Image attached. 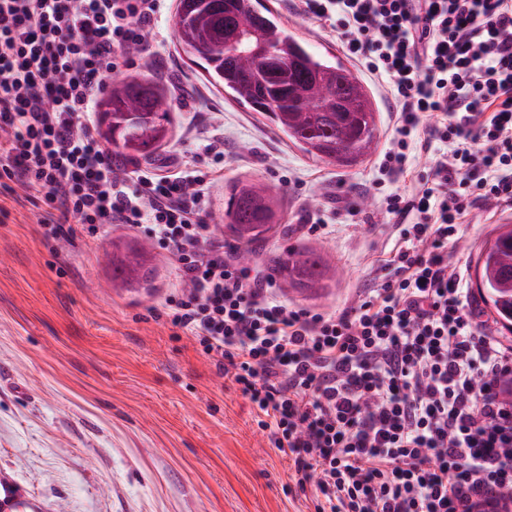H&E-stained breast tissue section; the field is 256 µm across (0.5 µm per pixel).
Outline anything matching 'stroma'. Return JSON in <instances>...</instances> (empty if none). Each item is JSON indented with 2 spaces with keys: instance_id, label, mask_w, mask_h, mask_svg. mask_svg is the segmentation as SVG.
I'll return each mask as SVG.
<instances>
[{
  "instance_id": "stroma-1",
  "label": "stroma",
  "mask_w": 512,
  "mask_h": 512,
  "mask_svg": "<svg viewBox=\"0 0 512 512\" xmlns=\"http://www.w3.org/2000/svg\"><path fill=\"white\" fill-rule=\"evenodd\" d=\"M261 2L311 51L355 68L335 32L291 0ZM176 5L165 0L153 28L155 60L133 57L120 71L153 78L173 103L167 142L124 162V172L211 165L223 149L209 222L225 245L234 240L220 218L236 183L283 192V219L252 245V266L270 267L291 248L320 252L336 280L319 297L288 289L282 298L315 312L352 304L398 242L377 207L397 187L379 171L392 136L389 98L367 84L378 126L369 156L345 168L312 158L184 55ZM41 211L23 191L0 188V483L23 491L26 512H315L238 386L164 316L165 297L186 285L166 252L115 225L60 241L39 223ZM311 217L323 233L303 228ZM508 221L500 207L473 209L448 252L449 271L473 281L478 254ZM140 246L147 257L138 278H113V249Z\"/></svg>"
}]
</instances>
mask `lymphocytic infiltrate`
I'll return each mask as SVG.
<instances>
[{
    "instance_id": "f902f5d3",
    "label": "lymphocytic infiltrate",
    "mask_w": 512,
    "mask_h": 512,
    "mask_svg": "<svg viewBox=\"0 0 512 512\" xmlns=\"http://www.w3.org/2000/svg\"><path fill=\"white\" fill-rule=\"evenodd\" d=\"M297 2L392 100L382 169L406 174L414 142L433 159L383 196L400 245L355 304L297 307L240 267L206 222L222 167L114 176L95 103L128 44L150 52L161 0H0V179L44 201L54 236L153 234L191 284L171 325L248 397L315 512H474L512 493V344L482 332L448 247L478 202L512 209V0Z\"/></svg>"
}]
</instances>
